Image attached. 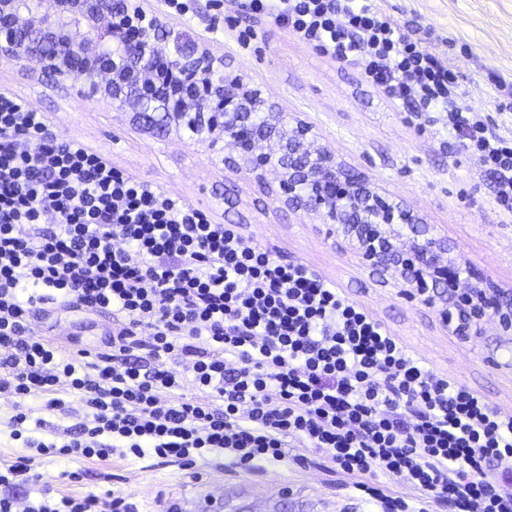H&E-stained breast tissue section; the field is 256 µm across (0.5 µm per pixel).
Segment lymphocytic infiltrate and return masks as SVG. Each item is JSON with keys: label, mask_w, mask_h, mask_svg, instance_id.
Returning <instances> with one entry per match:
<instances>
[{"label": "lymphocytic infiltrate", "mask_w": 512, "mask_h": 512, "mask_svg": "<svg viewBox=\"0 0 512 512\" xmlns=\"http://www.w3.org/2000/svg\"><path fill=\"white\" fill-rule=\"evenodd\" d=\"M308 46L358 65L497 178L512 211V137L465 108L446 59L376 0H243ZM108 311L103 349L55 355L34 312ZM14 438L41 455L127 451L253 472L289 445L351 479L379 512H512V413L427 367L307 264L113 166L0 94V393ZM76 415L66 441L27 436V398ZM26 512H139L124 494Z\"/></svg>", "instance_id": "1"}]
</instances>
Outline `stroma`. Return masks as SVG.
Here are the masks:
<instances>
[{
	"mask_svg": "<svg viewBox=\"0 0 512 512\" xmlns=\"http://www.w3.org/2000/svg\"><path fill=\"white\" fill-rule=\"evenodd\" d=\"M193 0L184 16L165 0H148L166 15L189 45L206 44L223 54L228 70L243 75L279 111L299 112L316 128L320 143L356 171L403 200L425 223L448 237V247L491 281L512 289V214L494 200L495 178L466 155L448 134L445 113L411 118L400 101L367 84L356 65L331 60L301 43L287 29L250 18L239 0ZM410 38L445 56L460 77L464 102L480 112L489 130L512 135V0H379ZM256 33L249 45L241 30ZM0 92L23 97L47 114L49 129L76 138L119 169L179 195L213 220L240 225L278 257L303 262L336 283L345 294L384 321L408 349L437 371L458 377L491 404L512 412V335L486 323L482 336L465 342L444 331L435 309L400 296L362 266L342 241L326 238L318 217L281 212L266 190L224 168L217 154L190 135L145 133L130 116L96 100L78 99L38 85L19 63L0 59ZM108 312L54 311L41 317V332L59 355L102 346ZM14 409L0 395V471L32 456L38 480L0 484V498L19 505L46 498L122 492L140 512H165L225 485L257 492L283 490L305 512H375L351 484L321 469L296 464L300 451L287 449L286 462L248 474L226 466L223 456L199 462L198 477L153 454L114 455L105 460L34 456L11 436Z\"/></svg>",
	"mask_w": 512,
	"mask_h": 512,
	"instance_id": "35a3bbf8",
	"label": "stroma"
}]
</instances>
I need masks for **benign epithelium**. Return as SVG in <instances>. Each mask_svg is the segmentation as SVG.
I'll use <instances>...</instances> for the list:
<instances>
[{
	"label": "benign epithelium",
	"instance_id": "benign-epithelium-1",
	"mask_svg": "<svg viewBox=\"0 0 512 512\" xmlns=\"http://www.w3.org/2000/svg\"><path fill=\"white\" fill-rule=\"evenodd\" d=\"M172 62L168 79L193 85L147 103L156 57ZM0 58L26 66L27 76L68 97L97 99L151 132L192 129L215 150L232 145L224 166L264 186L278 208L314 214L326 236L347 241L361 265L399 294L437 310L444 330L466 340L486 322L512 332V290L470 270L466 286L448 293V238L422 222L403 201L347 167L318 144L315 126L280 112L240 75L226 71L224 55L186 47L165 18L147 13L143 0H0ZM276 173L274 184L267 175Z\"/></svg>",
	"mask_w": 512,
	"mask_h": 512
}]
</instances>
